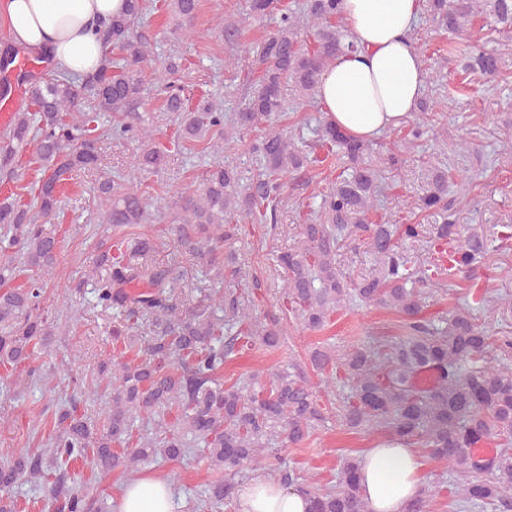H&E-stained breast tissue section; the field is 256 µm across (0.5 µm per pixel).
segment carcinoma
I'll return each mask as SVG.
<instances>
[{"instance_id":"obj_1","label":"carcinoma","mask_w":512,"mask_h":512,"mask_svg":"<svg viewBox=\"0 0 512 512\" xmlns=\"http://www.w3.org/2000/svg\"><path fill=\"white\" fill-rule=\"evenodd\" d=\"M198 0H127L124 12L112 16L103 33L99 69L75 86L64 73L22 74L31 84L29 103L14 113L0 136L1 182H10L14 164L28 151L41 164L31 206L0 201V386L10 384L19 364L31 358L37 342L51 331V313L41 306L46 277L57 261L59 241L39 219L54 215L61 193L74 176L98 168L102 134L139 144L138 169L156 171L167 163L156 143L145 110L144 63L148 42L134 29L141 16L156 7L175 18L174 31L189 34ZM422 7L448 30V54L459 59L464 73L456 91L471 90V77L500 74L498 53L474 52L455 36L478 25L512 31V0H422ZM342 0H250L253 18L279 16L276 31L253 61L258 89L245 107L224 123L219 100L194 106L182 92L166 84L167 109L175 113L177 140L194 145L214 130L225 142L256 129L252 153L259 157L256 180L242 184L236 166L214 164L202 186L180 196L172 218L180 246L198 257L219 283L224 282V244L241 234L233 217L251 224L277 223L283 177L321 166L328 157L346 158L335 180L322 194L318 224L303 225L304 240L296 250L278 255L286 274L284 310L304 328L322 330L331 316L358 302L391 308L403 319L396 340L374 339L342 351L328 345L309 351L308 365L323 374L341 372L349 393L340 401V420L351 429L377 430L393 444L420 446L434 460L448 464L456 476L457 505L491 507L512 512V369L495 364L494 338L461 309L438 319L424 314L429 290L446 287L447 271H464L484 258L488 240L479 233L462 236L448 221L454 200L448 198V176L436 174L418 199L421 210H438L443 223L427 241L433 259L415 271L406 244L419 240L417 224L365 223L378 193L375 171L365 165L369 144L331 122L315 128L316 139L299 152L276 121L285 109L283 87L293 83L307 98L318 92L321 76L337 53L358 52L362 45L346 40ZM428 123L409 124L404 143L415 147ZM139 175L117 183L98 182L100 223L109 226L112 242L96 245L92 278L96 306L113 312L110 334L121 357L97 367L99 382L110 389L111 407L98 427L80 410L74 397L52 417L46 447L16 453L0 448V512H15L14 489L43 484L56 512H105L69 466L90 458L102 471L160 459L176 460L193 447L207 449L211 464L224 469V480L200 494L198 512H221L233 499L236 476L245 464H257L284 487L304 493L309 512H369L360 484V462L348 459L332 487L299 476L279 456L278 439L304 442L326 422L301 366L290 364L254 373L237 386L221 380L224 363L255 344L273 350L284 336L280 319L262 322L252 304L232 288L204 296L183 309L173 302L182 273L175 264H153L148 255L155 242L127 238L123 230L147 223L151 203L141 191ZM362 242L378 267L376 275L346 280L336 265L340 242ZM152 319L149 336L136 334L141 318ZM431 372L433 383L417 385ZM177 409L174 425L163 421ZM495 441L497 449L479 455L474 449Z\"/></svg>"}]
</instances>
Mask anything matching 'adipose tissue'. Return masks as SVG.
I'll list each match as a JSON object with an SVG mask.
<instances>
[{"label":"adipose tissue","instance_id":"adipose-tissue-1","mask_svg":"<svg viewBox=\"0 0 512 512\" xmlns=\"http://www.w3.org/2000/svg\"><path fill=\"white\" fill-rule=\"evenodd\" d=\"M126 0H6L15 44L49 53L72 76L96 69L103 47L101 20L124 11ZM417 0H344L345 28L362 51L339 56L323 73L319 101L329 121L369 141L399 126L414 111L427 79L411 32ZM360 481L370 512H406L419 494L425 463L415 449L376 443L361 457ZM240 512H308L306 497L270 477L251 480L239 492ZM118 512H173L167 478L152 475L125 483Z\"/></svg>","mask_w":512,"mask_h":512}]
</instances>
